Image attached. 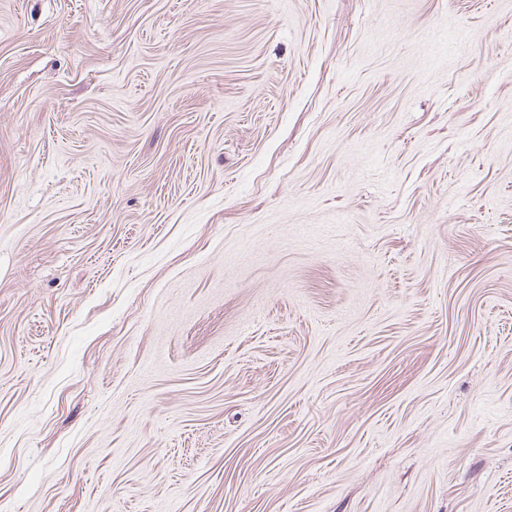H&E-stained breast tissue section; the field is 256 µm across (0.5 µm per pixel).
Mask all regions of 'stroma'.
I'll return each mask as SVG.
<instances>
[{
	"mask_svg": "<svg viewBox=\"0 0 512 512\" xmlns=\"http://www.w3.org/2000/svg\"><path fill=\"white\" fill-rule=\"evenodd\" d=\"M0 512H512V0H0Z\"/></svg>",
	"mask_w": 512,
	"mask_h": 512,
	"instance_id": "1",
	"label": "stroma"
}]
</instances>
